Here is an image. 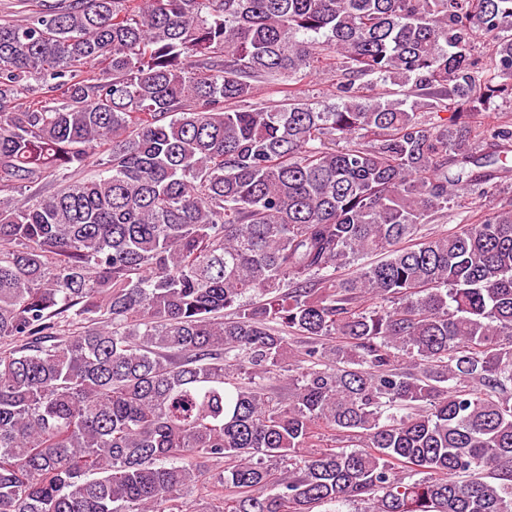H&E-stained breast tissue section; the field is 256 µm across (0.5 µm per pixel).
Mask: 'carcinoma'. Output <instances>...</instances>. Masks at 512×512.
Segmentation results:
<instances>
[{
	"label": "carcinoma",
	"mask_w": 512,
	"mask_h": 512,
	"mask_svg": "<svg viewBox=\"0 0 512 512\" xmlns=\"http://www.w3.org/2000/svg\"><path fill=\"white\" fill-rule=\"evenodd\" d=\"M35 2L0 19V512H512V203L419 236L512 177V122L473 135L512 0ZM303 97L310 99L328 100L330 97L331 84L327 78L322 75H317L313 78H307L299 85Z\"/></svg>",
	"instance_id": "obj_1"
}]
</instances>
